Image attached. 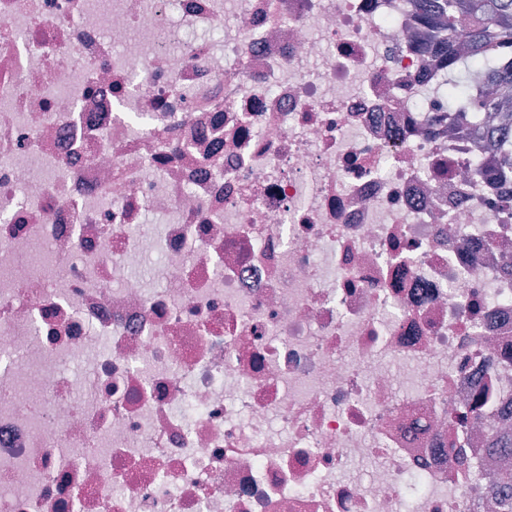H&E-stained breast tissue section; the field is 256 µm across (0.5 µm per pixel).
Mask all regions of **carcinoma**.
<instances>
[{
  "mask_svg": "<svg viewBox=\"0 0 512 512\" xmlns=\"http://www.w3.org/2000/svg\"><path fill=\"white\" fill-rule=\"evenodd\" d=\"M426 18L439 19L435 47L448 53L457 42L468 45L473 62L490 69L499 54L512 47V0H414ZM492 81L500 85L498 96L485 100L487 111L497 109L512 95V67L494 74ZM495 451L512 455V430L493 435Z\"/></svg>",
  "mask_w": 512,
  "mask_h": 512,
  "instance_id": "1",
  "label": "carcinoma"
}]
</instances>
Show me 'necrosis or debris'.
Wrapping results in <instances>:
<instances>
[{"label": "necrosis or debris", "mask_w": 512, "mask_h": 512, "mask_svg": "<svg viewBox=\"0 0 512 512\" xmlns=\"http://www.w3.org/2000/svg\"><path fill=\"white\" fill-rule=\"evenodd\" d=\"M429 40L0 0V512H497L512 179Z\"/></svg>", "instance_id": "necrosis-or-debris-1"}]
</instances>
